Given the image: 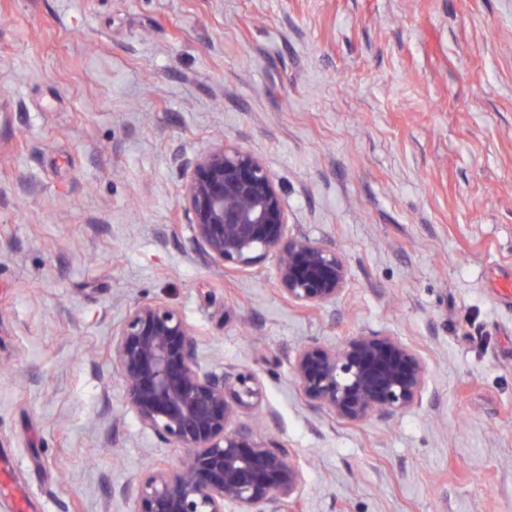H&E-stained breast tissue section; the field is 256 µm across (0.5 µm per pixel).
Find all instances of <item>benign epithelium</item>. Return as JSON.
Returning a JSON list of instances; mask_svg holds the SVG:
<instances>
[{"mask_svg": "<svg viewBox=\"0 0 512 512\" xmlns=\"http://www.w3.org/2000/svg\"><path fill=\"white\" fill-rule=\"evenodd\" d=\"M178 194L201 255L218 269L247 273L269 261L279 294L300 306L323 307L342 294L345 260L290 232L281 191L252 153L220 140L190 163ZM110 355L141 428L187 451L180 466L149 469L121 488L133 512H290L302 484L290 451L237 422L262 398L252 372L203 370L193 329L158 301L126 311ZM291 371L311 402L351 422L406 411L427 378L408 343L374 334L337 347L306 343Z\"/></svg>", "mask_w": 512, "mask_h": 512, "instance_id": "7a95c632", "label": "benign epithelium"}]
</instances>
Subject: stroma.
Returning <instances> with one entry per match:
<instances>
[{
	"label": "stroma",
	"instance_id": "obj_1",
	"mask_svg": "<svg viewBox=\"0 0 512 512\" xmlns=\"http://www.w3.org/2000/svg\"><path fill=\"white\" fill-rule=\"evenodd\" d=\"M348 276L320 309L220 273L177 188L218 139ZM512 0H0V512H132L184 449L108 359L135 304L262 387L301 512H512ZM400 337L421 398L355 424L290 372L316 339Z\"/></svg>",
	"mask_w": 512,
	"mask_h": 512
}]
</instances>
